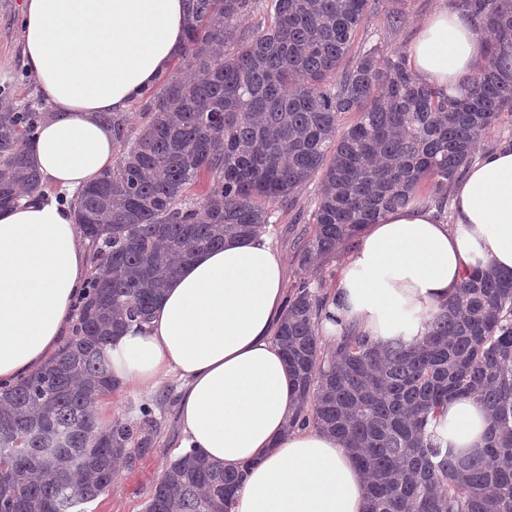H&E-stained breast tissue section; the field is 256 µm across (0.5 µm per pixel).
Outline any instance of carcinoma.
Wrapping results in <instances>:
<instances>
[{"label": "carcinoma", "mask_w": 512, "mask_h": 512, "mask_svg": "<svg viewBox=\"0 0 512 512\" xmlns=\"http://www.w3.org/2000/svg\"><path fill=\"white\" fill-rule=\"evenodd\" d=\"M448 5L469 10L488 45L456 96L420 84L400 50L382 58L370 48L341 68L371 0H189L192 75L165 76L137 134L108 117L118 165L74 198L95 268L73 336L46 368L0 388V512H83L112 485L129 445L149 443L146 408L136 428L99 422L100 401L119 387L107 347L127 322L150 318L199 252L259 235L268 207L315 178L304 265L355 246L383 211L445 213L475 143L512 114V0ZM251 9L270 24L240 36L232 53L215 49ZM345 112L358 114L348 127ZM47 118L0 100V209L39 189L30 145ZM195 186L199 200L183 203ZM328 301L302 281L274 335L299 390L288 428L347 442L365 475L366 512H512V275L470 269L412 346L351 335L325 356L318 322ZM471 395L488 411L486 444L456 456L435 441V423L449 399ZM237 487L235 473L191 449L170 462L145 512H227Z\"/></svg>", "instance_id": "cac0c4a2"}]
</instances>
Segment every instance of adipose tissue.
I'll return each instance as SVG.
<instances>
[{
	"label": "adipose tissue",
	"instance_id": "adipose-tissue-1",
	"mask_svg": "<svg viewBox=\"0 0 512 512\" xmlns=\"http://www.w3.org/2000/svg\"><path fill=\"white\" fill-rule=\"evenodd\" d=\"M186 0H23L26 68L53 118L33 153L44 180L75 191L111 169L107 114L124 111L185 51ZM417 80L457 95L484 65L487 43L466 10L441 5L406 49ZM512 272V146L482 155L455 181L452 221L405 207L369 225L348 257L321 335L411 345L443 312L466 270ZM92 266L71 207L50 195L0 210V381L44 367L69 337ZM282 258L262 235L200 252L152 318L112 342L122 385L178 375L182 445L241 471L229 512H364V479L336 435L289 429L298 389L274 341ZM479 397L450 400L436 431L457 451L483 447Z\"/></svg>",
	"mask_w": 512,
	"mask_h": 512
}]
</instances>
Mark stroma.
I'll use <instances>...</instances> for the list:
<instances>
[{"label":"stroma","instance_id":"1","mask_svg":"<svg viewBox=\"0 0 512 512\" xmlns=\"http://www.w3.org/2000/svg\"><path fill=\"white\" fill-rule=\"evenodd\" d=\"M23 0H0V87L7 89L13 105L46 111L40 87L23 63L21 53V16ZM438 0H381L371 8L354 35L344 59L352 64L366 49L378 48L380 55L402 49L413 39L417 25L437 8ZM400 23H391V16ZM320 193L319 181H312L295 193L291 202L274 203L270 222L264 233L285 260L283 286L293 294L300 280L311 282L312 291L331 294L350 253L342 247L335 253L313 258L309 268L299 261V243L314 233L313 213ZM177 378L170 377L155 390L142 392L119 387L100 404L98 416L102 425L121 418L139 424L143 408H150L154 418L152 441L146 447L131 446L111 487L94 501L84 505V512H144V507L169 463L181 455L182 434L177 421Z\"/></svg>","mask_w":512,"mask_h":512}]
</instances>
